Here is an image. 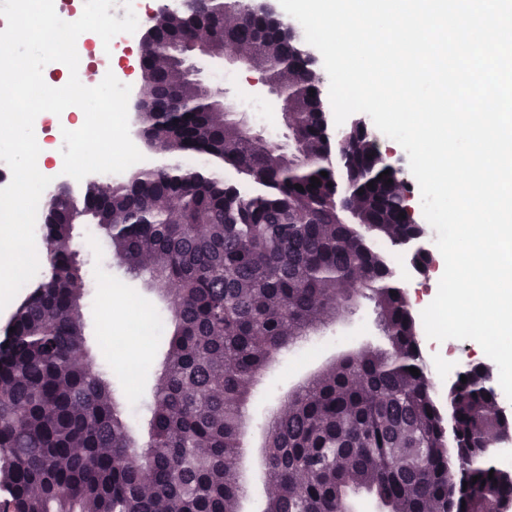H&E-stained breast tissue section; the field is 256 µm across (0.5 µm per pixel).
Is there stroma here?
Returning a JSON list of instances; mask_svg holds the SVG:
<instances>
[{"mask_svg": "<svg viewBox=\"0 0 512 512\" xmlns=\"http://www.w3.org/2000/svg\"><path fill=\"white\" fill-rule=\"evenodd\" d=\"M206 75L212 86L230 89L231 103L246 111L256 129L272 140H283L287 129L280 115L270 116L265 113L267 99L254 95L249 72L242 69L228 71L222 63L211 61L206 65ZM74 241L79 251V260L88 272L84 299L88 352L99 362H111L114 392L120 400L123 414L129 420L138 442H146L149 433L147 405L154 377L163 363V341L158 338L140 342L145 370L137 382H129L121 360H109L107 353L102 350L103 330L99 305L105 298L103 287L107 284L117 286L119 293L134 296L140 312H149L164 319L170 316L167 301L158 290L151 288L147 278L129 275L103 242L87 241L85 225L76 226ZM396 269L405 291L416 296L414 314H421L437 294L439 279L436 273L416 274L404 258L398 259ZM368 341L379 346L383 338L375 327L371 310L364 309L353 317L350 324L331 326L323 333L283 351L247 402L248 412L253 418V430L249 435L252 445L260 444L268 414L288 390L333 362L338 353ZM422 346L433 373L437 375L439 391L443 394L447 393L450 381L442 375L441 368L449 356L459 357L467 363L485 364L489 361L481 346L472 340L457 341L454 347L449 348L444 343L426 338Z\"/></svg>", "mask_w": 512, "mask_h": 512, "instance_id": "1", "label": "stroma"}]
</instances>
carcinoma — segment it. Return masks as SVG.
Returning a JSON list of instances; mask_svg holds the SVG:
<instances>
[{"mask_svg":"<svg viewBox=\"0 0 512 512\" xmlns=\"http://www.w3.org/2000/svg\"><path fill=\"white\" fill-rule=\"evenodd\" d=\"M206 21L213 50L254 52L291 96V156L188 78L177 47ZM144 42L143 141L217 159L255 189L173 167L140 170L107 192L94 182L76 196L59 185L43 200L48 272L0 339V512H241L251 391L282 351L364 300L385 347L338 357L267 419L262 467L274 492L264 512H354L359 492L384 512H495L512 501V471L496 458L512 442V414L493 369L465 365L445 416L389 253L374 246L402 251L425 232L400 216L409 189L401 168L356 126L343 134L339 182L322 76L296 36L263 0H190L161 9ZM80 217L128 272L170 295L172 331L142 447L106 372L87 358Z\"/></svg>","mask_w":512,"mask_h":512,"instance_id":"1","label":"carcinoma"}]
</instances>
